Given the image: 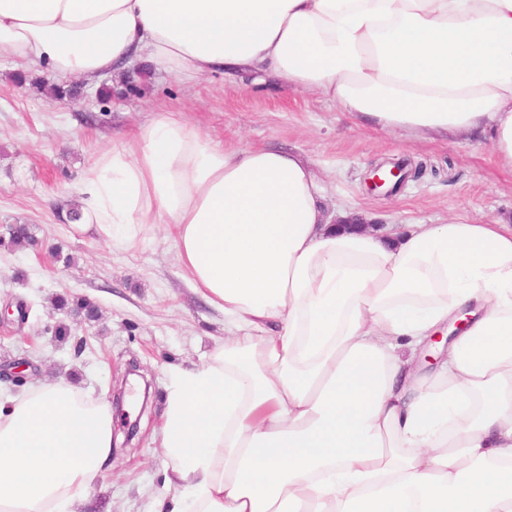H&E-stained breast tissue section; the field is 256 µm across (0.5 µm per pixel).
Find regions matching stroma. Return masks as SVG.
Here are the masks:
<instances>
[{
    "mask_svg": "<svg viewBox=\"0 0 512 512\" xmlns=\"http://www.w3.org/2000/svg\"><path fill=\"white\" fill-rule=\"evenodd\" d=\"M20 72L25 82H16ZM58 82L47 65L22 71L0 55V232L27 224L35 239L0 247V308L19 300L32 306L25 323L0 324V362L27 358L38 369L36 384L75 377L92 401L126 389L133 373L150 384L146 406L134 414L137 435L94 478L79 512H151L167 491L170 463L153 431L170 369L202 364L224 336L223 313L184 279L162 225L146 226L135 245L120 248L68 224L69 210L82 203V172L117 135L152 113L176 111L226 145L300 154L320 179L328 210L367 212L391 228L451 219L512 224V171L485 140L362 128L335 102L265 73L229 84L150 69L84 81L79 96L50 99ZM423 157L438 177L407 182L388 197L369 190L372 166ZM60 295L90 300L98 320L87 324L56 307ZM61 323L70 328L63 339L55 334Z\"/></svg>",
    "mask_w": 512,
    "mask_h": 512,
    "instance_id": "1",
    "label": "stroma"
}]
</instances>
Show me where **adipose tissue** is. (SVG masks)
<instances>
[{"label": "adipose tissue", "mask_w": 512, "mask_h": 512, "mask_svg": "<svg viewBox=\"0 0 512 512\" xmlns=\"http://www.w3.org/2000/svg\"><path fill=\"white\" fill-rule=\"evenodd\" d=\"M93 82L137 60L272 72L372 127L483 134L512 170V0H0V54ZM113 244L166 225L224 314L175 368L155 512H512V225L337 231L298 155L171 112L80 179ZM449 333L437 369L416 359ZM108 401L0 387V512H76L112 463Z\"/></svg>", "instance_id": "obj_1"}]
</instances>
